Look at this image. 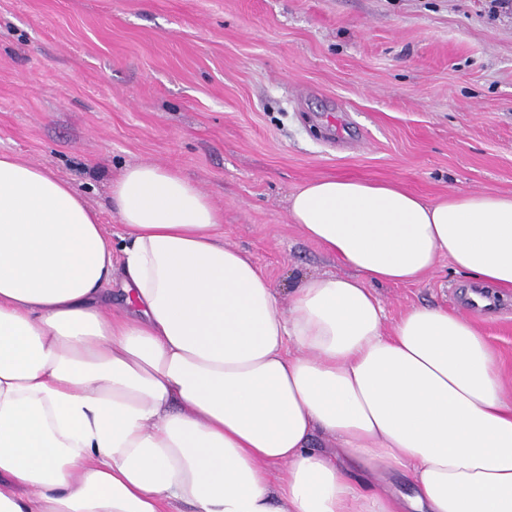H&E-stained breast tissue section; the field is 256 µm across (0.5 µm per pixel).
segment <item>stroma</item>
Returning a JSON list of instances; mask_svg holds the SVG:
<instances>
[{
	"instance_id": "obj_1",
	"label": "stroma",
	"mask_w": 512,
	"mask_h": 512,
	"mask_svg": "<svg viewBox=\"0 0 512 512\" xmlns=\"http://www.w3.org/2000/svg\"><path fill=\"white\" fill-rule=\"evenodd\" d=\"M0 153L70 182L113 238V182L172 168L275 287L340 276L291 220L307 181L512 194V19L482 0H0ZM469 284L443 256L375 291L390 326L463 312ZM474 321L511 386L512 294Z\"/></svg>"
}]
</instances>
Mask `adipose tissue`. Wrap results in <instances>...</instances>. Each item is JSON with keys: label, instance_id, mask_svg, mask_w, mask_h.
<instances>
[{"label": "adipose tissue", "instance_id": "obj_1", "mask_svg": "<svg viewBox=\"0 0 512 512\" xmlns=\"http://www.w3.org/2000/svg\"><path fill=\"white\" fill-rule=\"evenodd\" d=\"M110 204L116 242L71 183L0 154V512H512V395L485 337L428 306L385 327L374 292L445 255L512 293V196L312 180L291 220L352 273L301 278L284 306L178 172L128 167Z\"/></svg>", "mask_w": 512, "mask_h": 512}]
</instances>
